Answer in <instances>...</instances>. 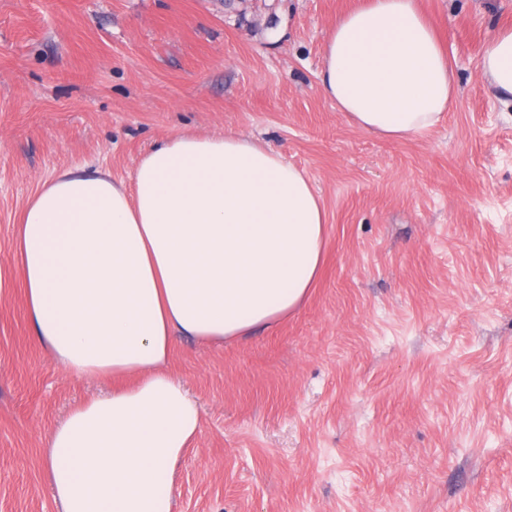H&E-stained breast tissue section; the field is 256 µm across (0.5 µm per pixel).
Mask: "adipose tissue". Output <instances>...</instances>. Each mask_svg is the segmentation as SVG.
Returning <instances> with one entry per match:
<instances>
[{
	"label": "adipose tissue",
	"instance_id": "1",
	"mask_svg": "<svg viewBox=\"0 0 512 512\" xmlns=\"http://www.w3.org/2000/svg\"><path fill=\"white\" fill-rule=\"evenodd\" d=\"M478 69L512 96V26ZM321 92L355 127L421 136L454 109V69L417 0L337 17ZM325 208L306 175L234 133L178 134L131 182L91 165L43 180L13 251L34 336L66 374L109 378L43 442L61 512H171L202 413L167 369L176 337L220 344L296 312L322 269Z\"/></svg>",
	"mask_w": 512,
	"mask_h": 512
}]
</instances>
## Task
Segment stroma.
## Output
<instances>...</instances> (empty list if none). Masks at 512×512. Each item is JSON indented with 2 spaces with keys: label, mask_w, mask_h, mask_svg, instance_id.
I'll list each match as a JSON object with an SVG mask.
<instances>
[{
  "label": "stroma",
  "mask_w": 512,
  "mask_h": 512,
  "mask_svg": "<svg viewBox=\"0 0 512 512\" xmlns=\"http://www.w3.org/2000/svg\"><path fill=\"white\" fill-rule=\"evenodd\" d=\"M359 0H0V512H59L46 432L111 389L36 341L13 230L40 181H129L179 133L280 150L321 196L319 279L275 327L168 361L202 409L173 512H512V98L479 75L512 0H419L458 104L397 141L319 90Z\"/></svg>",
  "instance_id": "35a3bbf8"
}]
</instances>
